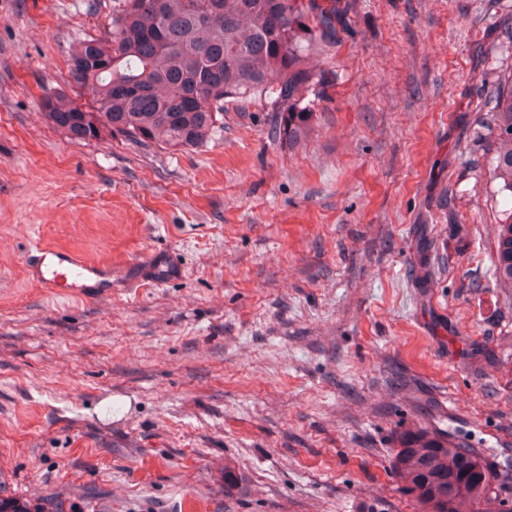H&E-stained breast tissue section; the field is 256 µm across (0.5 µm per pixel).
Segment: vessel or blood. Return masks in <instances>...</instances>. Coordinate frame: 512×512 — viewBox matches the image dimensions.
<instances>
[{"instance_id": "b4317fda", "label": "vessel or blood", "mask_w": 512, "mask_h": 512, "mask_svg": "<svg viewBox=\"0 0 512 512\" xmlns=\"http://www.w3.org/2000/svg\"><path fill=\"white\" fill-rule=\"evenodd\" d=\"M111 269L61 248L39 247L29 273L34 281L60 297L97 296Z\"/></svg>"}]
</instances>
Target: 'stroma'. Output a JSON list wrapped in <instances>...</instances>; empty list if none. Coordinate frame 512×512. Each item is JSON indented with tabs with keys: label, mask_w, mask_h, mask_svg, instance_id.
Instances as JSON below:
<instances>
[{
	"label": "stroma",
	"mask_w": 512,
	"mask_h": 512,
	"mask_svg": "<svg viewBox=\"0 0 512 512\" xmlns=\"http://www.w3.org/2000/svg\"><path fill=\"white\" fill-rule=\"evenodd\" d=\"M288 146L228 103L194 150L72 141L69 54L112 0H0V512H420L404 433L473 448L512 512V288L486 68L512 0H342ZM39 246L108 297L29 282ZM494 272L506 288H512V208L502 211L498 221Z\"/></svg>",
	"instance_id": "obj_1"
}]
</instances>
